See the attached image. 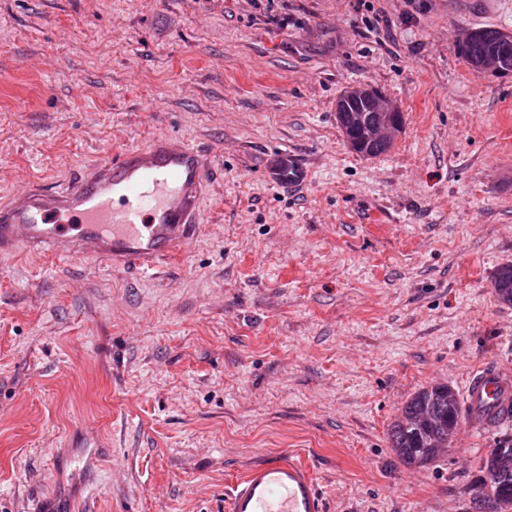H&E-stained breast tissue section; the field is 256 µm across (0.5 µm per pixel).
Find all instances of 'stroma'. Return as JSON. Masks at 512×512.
<instances>
[{"label":"stroma","mask_w":512,"mask_h":512,"mask_svg":"<svg viewBox=\"0 0 512 512\" xmlns=\"http://www.w3.org/2000/svg\"><path fill=\"white\" fill-rule=\"evenodd\" d=\"M479 28L512 34V0H0V195L163 136L219 175L151 278L0 259V512L65 483L74 512H226L289 457L326 512H480L512 422L420 468L388 439L417 390L512 372V74L452 47ZM363 84L405 116L376 157L336 122ZM491 284L501 302L512 304V263L501 265L493 274Z\"/></svg>","instance_id":"obj_1"}]
</instances>
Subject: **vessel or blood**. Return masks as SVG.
<instances>
[{"label":"vessel or blood","mask_w":512,"mask_h":512,"mask_svg":"<svg viewBox=\"0 0 512 512\" xmlns=\"http://www.w3.org/2000/svg\"><path fill=\"white\" fill-rule=\"evenodd\" d=\"M217 171L178 137L102 157L58 186L23 187L0 200V256L19 249L153 272L186 248L203 222ZM464 405L486 427L512 419V377L491 363L469 376ZM226 512H325L308 466L273 459L231 487Z\"/></svg>","instance_id":"1"}]
</instances>
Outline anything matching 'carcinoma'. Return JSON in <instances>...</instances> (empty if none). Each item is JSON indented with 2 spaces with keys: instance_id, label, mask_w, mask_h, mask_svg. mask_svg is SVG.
I'll list each match as a JSON object with an SVG mask.
<instances>
[{
  "instance_id": "obj_1",
  "label": "carcinoma",
  "mask_w": 512,
  "mask_h": 512,
  "mask_svg": "<svg viewBox=\"0 0 512 512\" xmlns=\"http://www.w3.org/2000/svg\"><path fill=\"white\" fill-rule=\"evenodd\" d=\"M486 41L463 45L454 42V48L466 61L481 53L485 48L494 47L501 59V73H512V37H504L496 29L485 30ZM373 113L347 106L339 124L350 128L355 124L371 121ZM492 288L498 299L512 304V263L501 265L492 276ZM428 410L431 417L426 421L416 420L422 410ZM462 423L460 403H448V391L437 384L416 391L392 421L388 436L391 448L405 465L422 466L435 462L440 451L448 447ZM483 497L479 499L483 512H503L512 505V471L500 474L491 480L482 479Z\"/></svg>"
}]
</instances>
